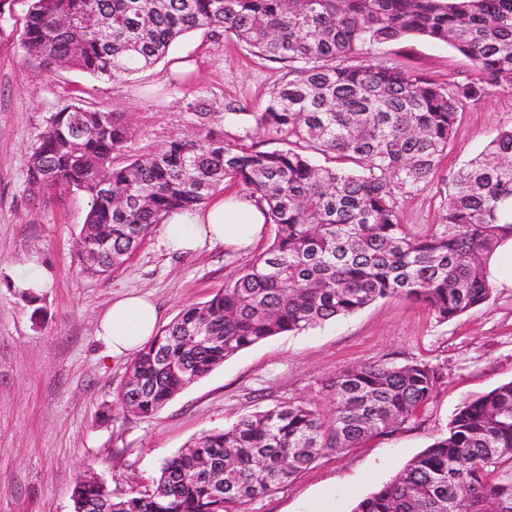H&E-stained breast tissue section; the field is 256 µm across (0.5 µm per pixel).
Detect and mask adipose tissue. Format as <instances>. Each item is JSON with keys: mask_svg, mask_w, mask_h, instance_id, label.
Here are the masks:
<instances>
[{"mask_svg": "<svg viewBox=\"0 0 512 512\" xmlns=\"http://www.w3.org/2000/svg\"><path fill=\"white\" fill-rule=\"evenodd\" d=\"M265 222V204L249 195H231L204 209L170 214L162 244L171 254H188L216 244L242 249L260 239ZM160 318L151 300L128 294L114 300L103 313L97 334L113 356H127L155 335Z\"/></svg>", "mask_w": 512, "mask_h": 512, "instance_id": "ef3b65f1", "label": "adipose tissue"}]
</instances>
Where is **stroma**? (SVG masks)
<instances>
[{"label": "stroma", "instance_id": "1", "mask_svg": "<svg viewBox=\"0 0 512 512\" xmlns=\"http://www.w3.org/2000/svg\"><path fill=\"white\" fill-rule=\"evenodd\" d=\"M30 0L0 8V512H73L78 480L96 477L113 496L145 490L161 463L207 431L290 401H320L336 369L368 361L422 360L444 379L424 413L396 433L343 454L322 455L292 481L245 503L240 512H352L444 434L463 402L512 381V288L441 322L422 305L396 297L347 316L283 334L239 351L184 388L154 415L114 406L130 359L115 358L96 334L113 298L150 295L162 323L222 291L274 238L266 228L252 248L216 246L174 256L154 226L142 245L107 277L84 272L78 237L88 200L80 192L34 188L28 165L53 112L79 102L120 115L131 128L115 164L155 151L175 137L213 129L227 144L279 147L258 130L256 114L285 74L234 39L195 29L164 59L125 81L75 68L44 69L22 45ZM378 64L426 73L440 85L466 83L470 62L444 43L407 38L380 46ZM235 103L236 112L225 111ZM512 127V86L462 108L434 180L399 193L400 221L415 233L435 223L445 185L471 156ZM43 281L40 291L19 280Z\"/></svg>", "mask_w": 512, "mask_h": 512}]
</instances>
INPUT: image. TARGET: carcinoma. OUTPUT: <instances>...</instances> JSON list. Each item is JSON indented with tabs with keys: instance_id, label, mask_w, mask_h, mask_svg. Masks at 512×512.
I'll use <instances>...</instances> for the list:
<instances>
[{
	"instance_id": "cac0c4a2",
	"label": "carcinoma",
	"mask_w": 512,
	"mask_h": 512,
	"mask_svg": "<svg viewBox=\"0 0 512 512\" xmlns=\"http://www.w3.org/2000/svg\"><path fill=\"white\" fill-rule=\"evenodd\" d=\"M203 27L288 67L256 113L284 147L236 149L211 130L117 167L125 122L71 104L51 115L28 166L30 185L89 197L78 260L91 275L117 270L155 225L198 209L226 181L266 203L269 248L137 351L115 397L143 418L242 349L381 298L423 304L443 321L479 307L491 293L485 258L512 234V129L455 174L423 232L400 223L397 198L431 183L464 102L512 84V0H31L22 45L44 68L118 81ZM409 35L450 45L476 78L441 86L369 62ZM442 379L418 360L339 368L322 384L331 410L289 402L203 433L161 464L149 492L115 498L83 479L74 512H238L323 454L415 421ZM353 512H512V382L464 402L445 436Z\"/></svg>"
}]
</instances>
